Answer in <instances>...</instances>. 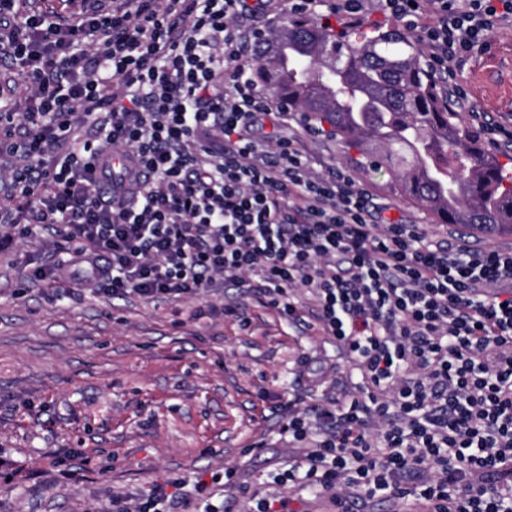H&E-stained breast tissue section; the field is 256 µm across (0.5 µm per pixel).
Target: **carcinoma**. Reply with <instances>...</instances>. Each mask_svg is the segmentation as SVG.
Instances as JSON below:
<instances>
[{
    "mask_svg": "<svg viewBox=\"0 0 512 512\" xmlns=\"http://www.w3.org/2000/svg\"><path fill=\"white\" fill-rule=\"evenodd\" d=\"M287 55L258 53L254 79L271 98L358 149L404 199L454 214L490 236L512 234V177L442 95L422 50L395 29L332 31L295 21L269 37Z\"/></svg>",
    "mask_w": 512,
    "mask_h": 512,
    "instance_id": "carcinoma-1",
    "label": "carcinoma"
}]
</instances>
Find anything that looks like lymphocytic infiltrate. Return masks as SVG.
I'll return each instance as SVG.
<instances>
[{
	"mask_svg": "<svg viewBox=\"0 0 512 512\" xmlns=\"http://www.w3.org/2000/svg\"><path fill=\"white\" fill-rule=\"evenodd\" d=\"M18 2L0 0V58L28 105L0 113V223L71 245L29 280L147 301L253 288L292 319L309 299L357 379L282 405L280 432L303 453L275 483L337 512L380 494L399 512H512V251L434 240L386 220L343 168L315 172L313 129L292 131L248 74L255 45L237 18L270 0H69L64 14ZM371 9L421 29L458 99L465 58L512 28V0L329 5L354 22ZM219 481L236 485V469L189 493L172 478L137 503L116 497L112 512H224L208 490Z\"/></svg>",
	"mask_w": 512,
	"mask_h": 512,
	"instance_id": "obj_1",
	"label": "lymphocytic infiltrate"
}]
</instances>
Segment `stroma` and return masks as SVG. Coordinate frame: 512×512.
Returning <instances> with one entry per match:
<instances>
[{"mask_svg":"<svg viewBox=\"0 0 512 512\" xmlns=\"http://www.w3.org/2000/svg\"><path fill=\"white\" fill-rule=\"evenodd\" d=\"M474 52L457 73L469 127L512 122V29ZM314 154L346 167L387 218L436 238L512 249V235L467 236L404 200L387 176L362 168L333 137ZM53 232L0 240V512H109L114 496L139 498L169 477L210 479L238 470L224 491L232 512L256 494L291 498L294 512H324L312 493L269 485L291 460L279 404L305 396L302 356L324 349L310 317L289 319L247 289L199 300L111 299L84 289L61 298L28 282L24 268L54 259Z\"/></svg>","mask_w":512,"mask_h":512,"instance_id":"stroma-1","label":"stroma"}]
</instances>
